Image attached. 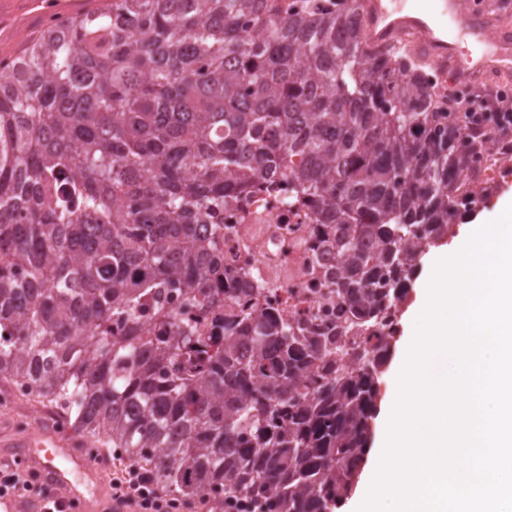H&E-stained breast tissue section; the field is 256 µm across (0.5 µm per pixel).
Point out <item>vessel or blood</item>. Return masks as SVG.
Instances as JSON below:
<instances>
[{
  "label": "vessel or blood",
  "mask_w": 512,
  "mask_h": 512,
  "mask_svg": "<svg viewBox=\"0 0 512 512\" xmlns=\"http://www.w3.org/2000/svg\"><path fill=\"white\" fill-rule=\"evenodd\" d=\"M363 33L368 42L382 47H406L413 56L455 82L478 87L493 79L512 77V18L466 11L460 0H431L430 7L407 10L396 0H360ZM24 459L55 495L57 512H71L73 503L86 512H135L119 502L102 503L78 492L76 476L96 479L88 457L80 453L69 435L53 422L0 443ZM0 512H48L43 501L12 493L0 495Z\"/></svg>",
  "instance_id": "b4317fda"
}]
</instances>
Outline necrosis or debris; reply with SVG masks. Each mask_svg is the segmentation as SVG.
Listing matches in <instances>:
<instances>
[{
  "label": "necrosis or debris",
  "mask_w": 512,
  "mask_h": 512,
  "mask_svg": "<svg viewBox=\"0 0 512 512\" xmlns=\"http://www.w3.org/2000/svg\"><path fill=\"white\" fill-rule=\"evenodd\" d=\"M318 216L307 205L288 202L287 188L270 194L241 193L219 223L198 225L196 235L224 242V268L238 288L194 317L201 335L220 333L230 308L271 307L312 331L332 327L340 310L328 277L336 269V243L323 237Z\"/></svg>",
  "instance_id": "1"
}]
</instances>
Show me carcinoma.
Wrapping results in <instances>:
<instances>
[{
	"label": "carcinoma",
	"mask_w": 512,
	"mask_h": 512,
	"mask_svg": "<svg viewBox=\"0 0 512 512\" xmlns=\"http://www.w3.org/2000/svg\"><path fill=\"white\" fill-rule=\"evenodd\" d=\"M357 0H111L0 60V380L184 499L336 512L423 255L487 200L478 146ZM336 232L334 336L262 310L201 336L221 243L198 222L270 174ZM134 326L114 336L112 320ZM374 336L368 349L353 337Z\"/></svg>",
	"instance_id": "cac0c4a2"
}]
</instances>
